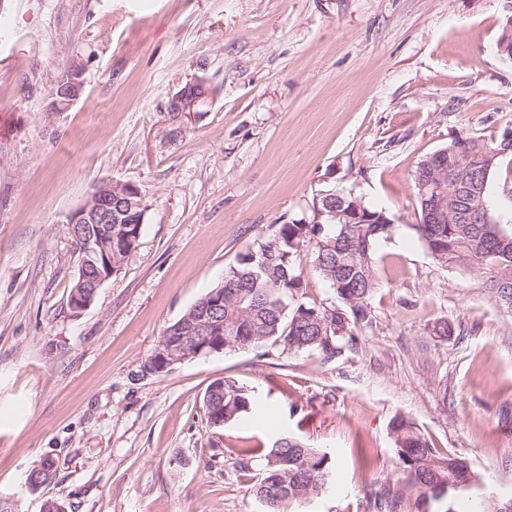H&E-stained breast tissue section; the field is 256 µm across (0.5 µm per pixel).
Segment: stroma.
<instances>
[{"mask_svg": "<svg viewBox=\"0 0 512 512\" xmlns=\"http://www.w3.org/2000/svg\"><path fill=\"white\" fill-rule=\"evenodd\" d=\"M507 0H0V512H265L254 457L283 433L336 473L303 512H436L403 491L389 424L512 497V313L417 239L413 177L454 137L512 128ZM84 92L49 109L73 56ZM201 80L194 114L168 110ZM105 178L139 188L137 248L73 311L66 217ZM353 190L394 227L357 348L276 346L141 371L167 326L255 241ZM448 322V337L435 328ZM261 413L210 427L207 386ZM56 475L32 487L43 458Z\"/></svg>", "mask_w": 512, "mask_h": 512, "instance_id": "1", "label": "stroma"}]
</instances>
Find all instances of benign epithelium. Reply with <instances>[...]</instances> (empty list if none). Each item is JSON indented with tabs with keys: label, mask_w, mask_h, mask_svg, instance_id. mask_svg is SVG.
Instances as JSON below:
<instances>
[{
	"label": "benign epithelium",
	"mask_w": 512,
	"mask_h": 512,
	"mask_svg": "<svg viewBox=\"0 0 512 512\" xmlns=\"http://www.w3.org/2000/svg\"><path fill=\"white\" fill-rule=\"evenodd\" d=\"M510 15L505 17L502 32L498 38L499 53L507 54L512 60V4L508 5ZM83 64L73 60L58 75L53 85L59 88L60 99L54 101L51 110L62 112L77 101L83 92ZM208 95V88L201 81L186 84L175 93L169 102V111L189 115ZM436 163L428 164L432 175L426 182L418 183V188L429 200L425 212V221L429 224H445L450 221L449 204L451 193L447 184L459 180L470 171L469 152L465 144L454 142L446 148L436 151ZM147 204L139 189L129 183L112 179L101 181L90 199L67 216L66 224L70 236L79 245L88 261L79 270L80 286L83 288H100L112 274L119 270V265L112 259L113 242L112 225L126 224L132 220L143 224ZM326 224H369L371 220L363 217L361 200L353 199L348 210L326 207L316 208L314 223ZM224 304V290L218 288L200 307L196 325L177 331L179 343L168 344L162 340L151 354V359L159 366L162 373L177 363L190 358H198L224 350V324L212 317L215 308Z\"/></svg>",
	"instance_id": "benign-epithelium-1"
}]
</instances>
